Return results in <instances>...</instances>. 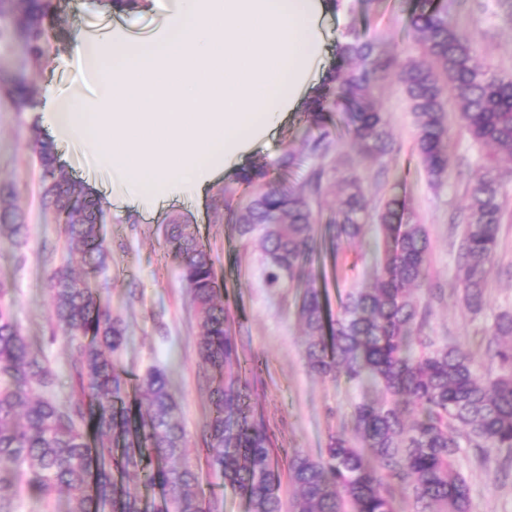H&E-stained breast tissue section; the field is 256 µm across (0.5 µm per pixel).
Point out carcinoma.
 Wrapping results in <instances>:
<instances>
[{
  "label": "carcinoma",
  "instance_id": "carcinoma-1",
  "mask_svg": "<svg viewBox=\"0 0 512 512\" xmlns=\"http://www.w3.org/2000/svg\"><path fill=\"white\" fill-rule=\"evenodd\" d=\"M57 8L58 0H0V14L11 15L32 61L49 51L42 22ZM453 8V0H418L407 21L418 56L408 59L401 81L415 118L416 152L432 183L445 182L451 170L444 90L453 93L460 123L480 152L457 265L460 299L479 313L502 217L512 205V170L501 165L504 156L512 160V76L479 62L473 35L452 22ZM336 58L305 112L315 134L272 163L241 170L236 184L244 200L227 216L239 238L260 249L266 287L301 289L306 368L367 387L373 397L354 406L352 430L330 435L318 456L293 452L282 477L272 442L246 404L211 251L195 225L174 221L166 242L192 296L198 351L212 384L206 464L249 512H399L393 480L407 485L413 512H471L470 488L456 466L462 448L512 456V312L499 314L488 330L499 370L480 372L460 347L425 334L429 310L416 291L428 279L430 242L425 225L405 219V202L394 196L374 212L360 179L347 173L336 180V209L324 213L326 161L339 141L367 157L394 146L373 97L389 60L356 34L336 46ZM36 153L43 199L63 217L86 273L104 272L109 250L99 197L69 179L48 143L38 142ZM307 160L312 165L299 186L276 177ZM373 217L383 231L375 245L376 282L351 287L333 317L313 265L324 252L362 242ZM2 229L20 246L28 225L0 199ZM48 297L55 334L73 356V391L65 401L15 317L12 288L0 279V512H16L25 494L47 503L61 491L69 495V512H144L140 497L117 480L132 469L161 491V512H205L200 474L185 461L169 368L149 366L126 405L118 360L127 327L67 265L51 275ZM285 480L295 489L287 504Z\"/></svg>",
  "mask_w": 512,
  "mask_h": 512
}]
</instances>
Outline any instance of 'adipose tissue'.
Wrapping results in <instances>:
<instances>
[{"instance_id":"1","label":"adipose tissue","mask_w":512,"mask_h":512,"mask_svg":"<svg viewBox=\"0 0 512 512\" xmlns=\"http://www.w3.org/2000/svg\"><path fill=\"white\" fill-rule=\"evenodd\" d=\"M323 12V0H172L149 48L119 24L77 38L98 92L47 90L51 134L86 142L125 182L127 203L147 185L197 192L296 108L322 63Z\"/></svg>"}]
</instances>
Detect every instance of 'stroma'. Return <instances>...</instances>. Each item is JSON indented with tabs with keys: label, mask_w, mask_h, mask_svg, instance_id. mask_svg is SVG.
Instances as JSON below:
<instances>
[{
	"label": "stroma",
	"mask_w": 512,
	"mask_h": 512,
	"mask_svg": "<svg viewBox=\"0 0 512 512\" xmlns=\"http://www.w3.org/2000/svg\"><path fill=\"white\" fill-rule=\"evenodd\" d=\"M170 5L171 0H151L148 9L116 16L100 2L91 13L106 29L117 22L132 30H152ZM406 8L405 0H339L321 17L326 45L335 48L353 26L365 38L381 39L394 66H402L415 54L406 30ZM455 18L475 37L481 62L512 74V0H459ZM44 26L51 48L34 65L25 61L22 46L10 36L11 17L0 18V190H12L11 204L29 226L21 247L9 235H0V278L11 284L16 316L32 350L48 359L58 379L57 394L64 398L71 392V355L62 340L52 337L47 285L62 264H69L79 276L84 267L55 212L41 205L35 143L50 134L35 112L37 103L21 102L6 92L19 76L39 93L49 85L65 95L78 89L72 49L81 28L80 14L64 5L45 19ZM376 96L395 137L394 151L376 160L357 159L341 143L332 155L333 163L339 172L355 171L375 203L395 195L406 199L430 238L428 288L420 293L430 310L427 334L469 351L481 371H496V362L485 353V333L496 314L512 311V208L500 227L499 261L487 274V306L483 313L471 314L456 299L459 230L451 218L465 203L478 149L459 124L456 111H449L451 173L447 182L433 186L415 151L414 116L398 77L390 76ZM304 111L300 105L288 113L268 138L224 167L202 197L188 204L176 199L158 208L146 199L136 207L115 206L112 199L124 188L109 168L94 161L83 142H71L59 151L65 170L99 195L106 213L101 232L111 258L107 270L89 278L88 285L128 327L121 366L133 375L158 362L168 364L188 439L187 459L202 474L205 498L215 512H249V508L245 499L207 475L201 434L210 420V388L197 349L194 306L164 238L169 219L198 225L212 251L248 381V403L271 437L280 469H287L291 451L318 456L330 434L349 426L353 406L365 395L356 384L322 378L306 369L296 317L298 289L275 293L265 288L260 250L240 240L224 219L221 188L233 184L238 170L273 162L284 149L301 146L309 135ZM375 267L373 256L357 244L337 256H322L313 272L334 307L351 285L372 283ZM457 465L470 484L471 512H512L511 480L497 479L493 466L479 465L468 451L459 455Z\"/></svg>",
	"instance_id": "35a3bbf8"
}]
</instances>
